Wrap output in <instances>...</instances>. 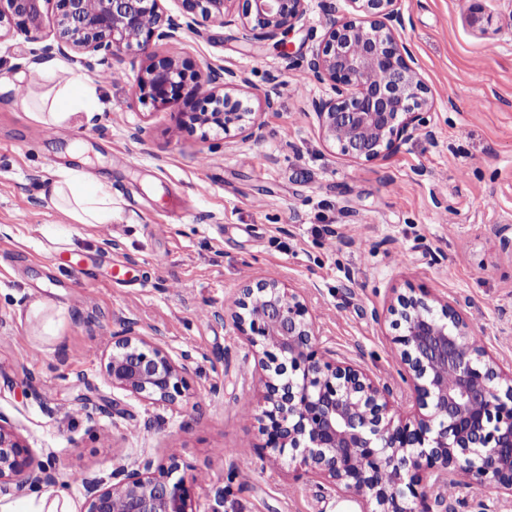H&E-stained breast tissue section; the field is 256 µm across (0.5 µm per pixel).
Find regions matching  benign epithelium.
Returning a JSON list of instances; mask_svg holds the SVG:
<instances>
[{
	"instance_id": "benign-epithelium-1",
	"label": "benign epithelium",
	"mask_w": 512,
	"mask_h": 512,
	"mask_svg": "<svg viewBox=\"0 0 512 512\" xmlns=\"http://www.w3.org/2000/svg\"><path fill=\"white\" fill-rule=\"evenodd\" d=\"M179 21L162 0H0V41L14 31L40 43L38 56L72 51L149 63L134 91L144 104L181 101V129L206 135L235 128L253 138L261 126L245 103L247 79L231 70L191 71L177 56L150 53L181 39L200 16L237 25L252 38L286 37L304 21L308 0H178ZM342 18L328 15L307 76L329 88L314 103L322 137L353 161L383 160L428 126L434 95L404 41L403 0H345ZM52 6L53 29L44 10ZM230 315L262 372L253 413L263 447L293 465L294 479L316 481L341 496L373 505L370 512H433L435 486L453 489L465 476L497 495L512 496V368L474 340V325L454 304L421 290L387 308L399 334L395 359L414 405L392 408L393 388L364 368L336 360L320 346L304 291L274 279L247 281ZM191 355L174 360L131 328L116 332L104 362L112 387L152 405L188 398ZM56 472L0 415V493L51 486ZM208 480L187 473L177 457L144 455L120 465L110 480L83 478V512H193L195 490Z\"/></svg>"
}]
</instances>
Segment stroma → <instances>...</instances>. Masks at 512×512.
<instances>
[{
  "label": "stroma",
  "mask_w": 512,
  "mask_h": 512,
  "mask_svg": "<svg viewBox=\"0 0 512 512\" xmlns=\"http://www.w3.org/2000/svg\"><path fill=\"white\" fill-rule=\"evenodd\" d=\"M469 5L404 0V35L435 106L427 132L375 162L324 141L312 104L327 88L306 77L344 0H309L282 44L201 18L181 43L156 46L245 72L257 141L188 135L175 108L134 96L137 69L62 55L58 80L80 76L100 110L48 126L23 108L44 92L27 82L35 43L0 42V80L16 85L0 94V414L58 468L73 512L86 501L81 475L105 478L145 454L209 476L195 512H210L218 487L224 512H351L262 449L252 416L262 384L225 315L246 279L305 289L319 342L389 382L399 406L410 394L392 357L396 331L374 313L409 289L457 303L512 363V254L495 234L512 225V0H482L483 33L467 23ZM75 148L112 184L111 224L74 222L46 191L78 166ZM129 326L173 358L191 353V398L155 407L112 388L104 358ZM447 506L512 512V496L462 485Z\"/></svg>",
  "instance_id": "obj_1"
}]
</instances>
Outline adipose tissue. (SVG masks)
<instances>
[{
	"instance_id": "adipose-tissue-1",
	"label": "adipose tissue",
	"mask_w": 512,
	"mask_h": 512,
	"mask_svg": "<svg viewBox=\"0 0 512 512\" xmlns=\"http://www.w3.org/2000/svg\"><path fill=\"white\" fill-rule=\"evenodd\" d=\"M54 123L69 114L94 110V92L71 79L58 84L52 97L43 103ZM55 203L79 224H108L112 221V187L101 179L89 178L81 169L64 170L48 187Z\"/></svg>"
}]
</instances>
